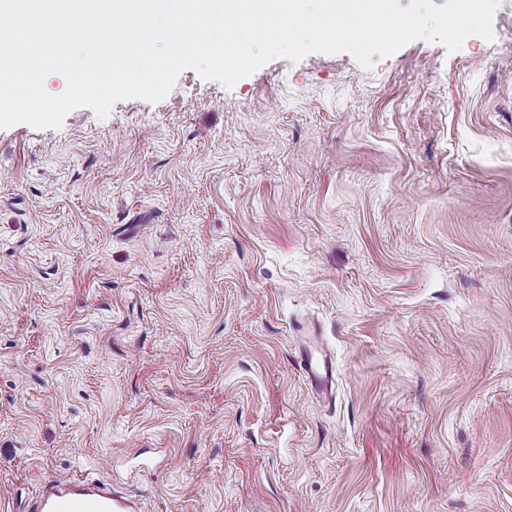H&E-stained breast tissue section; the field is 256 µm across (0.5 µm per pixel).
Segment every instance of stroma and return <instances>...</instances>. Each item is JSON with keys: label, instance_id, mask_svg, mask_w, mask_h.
I'll list each match as a JSON object with an SVG mask.
<instances>
[{"label": "stroma", "instance_id": "obj_1", "mask_svg": "<svg viewBox=\"0 0 512 512\" xmlns=\"http://www.w3.org/2000/svg\"><path fill=\"white\" fill-rule=\"evenodd\" d=\"M492 25L0 128V512L76 474L142 512H512V0ZM306 341L300 350L301 369L306 381L314 392L324 395L328 392L334 379V365L330 356L321 348Z\"/></svg>", "mask_w": 512, "mask_h": 512}]
</instances>
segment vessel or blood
<instances>
[{
  "instance_id": "obj_1",
  "label": "vessel or blood",
  "mask_w": 512,
  "mask_h": 512,
  "mask_svg": "<svg viewBox=\"0 0 512 512\" xmlns=\"http://www.w3.org/2000/svg\"><path fill=\"white\" fill-rule=\"evenodd\" d=\"M300 365L316 394H326L334 379L330 356L319 347L304 343ZM27 512H139L133 498L119 495L107 484L86 478L55 479L48 482Z\"/></svg>"
}]
</instances>
